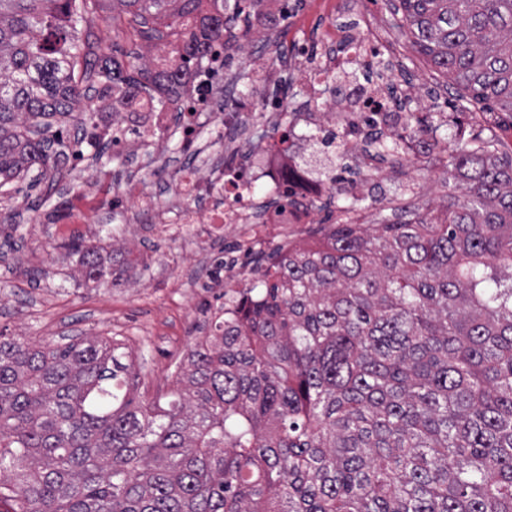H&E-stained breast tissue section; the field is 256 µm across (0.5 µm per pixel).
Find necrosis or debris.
<instances>
[{"instance_id": "obj_1", "label": "necrosis or debris", "mask_w": 512, "mask_h": 512, "mask_svg": "<svg viewBox=\"0 0 512 512\" xmlns=\"http://www.w3.org/2000/svg\"><path fill=\"white\" fill-rule=\"evenodd\" d=\"M382 34V28L374 25L334 28L308 57L302 56L296 44L283 60L272 58L267 49L254 52L257 78L253 86L263 93L264 119L276 124L283 118L288 99L279 89L283 66L289 63L298 66L309 88L331 79L341 86L340 94L320 104L313 121L319 131L335 133L343 153H362L368 120H375L378 130L388 136L405 130L407 104L417 94V87L395 79L387 69L366 80L356 74V64L378 57ZM252 102V97L241 94L234 106L225 107L214 97L213 80L198 79L182 106V143L193 148L201 130H209L218 146L216 162L205 170L189 164L178 171L174 189L178 204L172 209L155 206L151 193L135 181L109 198L89 187L75 202L83 222H91L100 208L108 206L120 209L126 223L154 224L164 233L174 224L194 226L198 232L191 247L199 251L220 241L228 224L248 230V241L253 244L259 238L255 225H272L282 235L289 225L311 223L313 207L326 187L290 177L296 147L274 146L259 154L250 148L245 130ZM168 125L167 113L144 107L134 115L122 112L114 116L111 127L131 131V138L121 144L123 151L131 153L144 142L163 145Z\"/></svg>"}]
</instances>
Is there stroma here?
I'll use <instances>...</instances> for the list:
<instances>
[{"mask_svg": "<svg viewBox=\"0 0 512 512\" xmlns=\"http://www.w3.org/2000/svg\"><path fill=\"white\" fill-rule=\"evenodd\" d=\"M398 3L350 0L349 8L335 19L314 18L308 27L290 32L289 37L305 40L311 32L324 30L331 23L351 27L364 17H381L391 38L381 50L379 63L387 67L398 62L400 74L409 81L421 75L427 78L428 89L420 99L419 114L458 122L469 136L484 127H494L501 156H511L512 112L477 102L469 110L459 111L457 104L464 89L411 49L410 28L394 10ZM111 14V0H104L100 18L80 28L81 33H92L93 52L108 55L117 45L137 52L141 62H149L155 52L154 43L113 36L106 23ZM165 141L161 154L149 143L140 145L131 156L113 154L108 148L99 153L85 147V160L80 166L55 175L57 188L47 197L45 208L68 206L99 174L105 177V193L121 189L125 177L134 174L153 193L158 206H170L175 176L187 155L179 129L170 128ZM447 148V143H439L418 165L396 157L380 158L375 168L366 172L317 141L311 152L300 154L297 163L316 180L323 179L328 166L346 168L350 180L365 185L362 196L370 217L391 224L397 220L392 203L394 190L402 183L416 179L421 184L420 194L404 198V205L433 209L447 206L454 194L448 184ZM0 206L12 208L15 213L12 223L0 224V238L10 239L9 247L0 248V333L57 344L102 336V321L120 320L125 332L119 340L134 362L138 390L147 397L159 390H176L177 365L196 337L203 335L211 312L223 305L222 295L210 285L217 261L234 259L244 278L254 269L249 253L232 230L206 254L195 256L183 239L158 237L149 224L140 225L135 240L120 238L124 218L109 208L98 213L91 224L38 223L35 212L13 183L0 188ZM75 238L106 246L108 278L88 281L77 256L63 247L64 242ZM31 269L41 270L39 281L30 280L27 272Z\"/></svg>", "mask_w": 512, "mask_h": 512, "instance_id": "stroma-1", "label": "stroma"}]
</instances>
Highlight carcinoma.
<instances>
[{
  "label": "carcinoma",
  "instance_id": "obj_1",
  "mask_svg": "<svg viewBox=\"0 0 512 512\" xmlns=\"http://www.w3.org/2000/svg\"><path fill=\"white\" fill-rule=\"evenodd\" d=\"M151 68L80 62L101 0H0V187L57 171L112 111L180 109L263 0H116ZM411 47L512 112V0H400ZM458 195L400 221L328 224L224 291V319L146 398L122 346L0 333V499L13 512H512V157L491 127L447 134ZM403 152L396 138L370 142ZM87 278L96 245L62 244Z\"/></svg>",
  "mask_w": 512,
  "mask_h": 512
}]
</instances>
